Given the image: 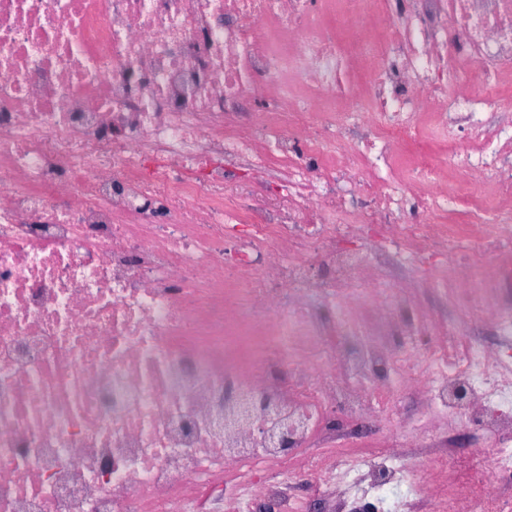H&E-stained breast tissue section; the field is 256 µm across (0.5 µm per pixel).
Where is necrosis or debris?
I'll list each match as a JSON object with an SVG mask.
<instances>
[{
  "label": "necrosis or debris",
  "instance_id": "1",
  "mask_svg": "<svg viewBox=\"0 0 512 512\" xmlns=\"http://www.w3.org/2000/svg\"><path fill=\"white\" fill-rule=\"evenodd\" d=\"M482 107L512 0H0V512H303L282 432L333 512H507L512 308L458 279L512 277ZM417 302L428 310L440 322H461L466 324V333L485 346L491 356L500 349V340L491 323L479 317H468L463 311L451 306L448 300V290L433 285L413 288Z\"/></svg>",
  "mask_w": 512,
  "mask_h": 512
}]
</instances>
